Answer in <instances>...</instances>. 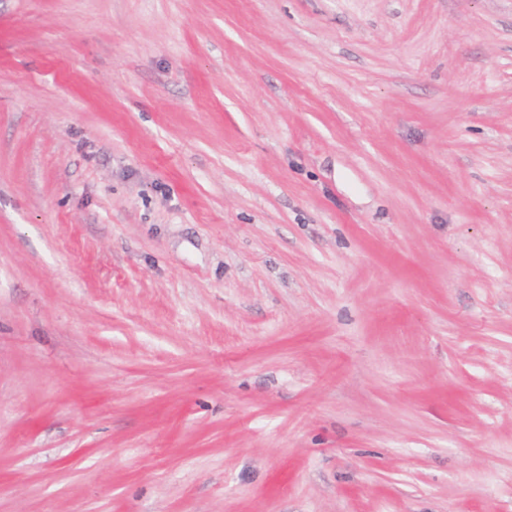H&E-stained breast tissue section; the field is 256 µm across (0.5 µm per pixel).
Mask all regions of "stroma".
I'll return each instance as SVG.
<instances>
[{
  "mask_svg": "<svg viewBox=\"0 0 512 512\" xmlns=\"http://www.w3.org/2000/svg\"><path fill=\"white\" fill-rule=\"evenodd\" d=\"M0 512H512V0H0Z\"/></svg>",
  "mask_w": 512,
  "mask_h": 512,
  "instance_id": "1",
  "label": "stroma"
}]
</instances>
